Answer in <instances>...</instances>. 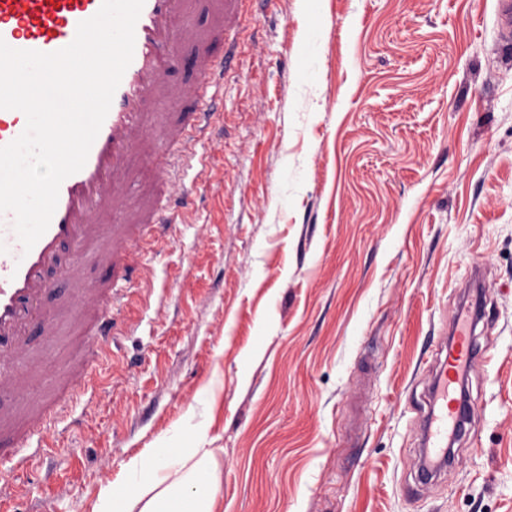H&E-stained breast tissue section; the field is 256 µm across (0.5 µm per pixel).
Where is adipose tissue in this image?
I'll list each match as a JSON object with an SVG mask.
<instances>
[{
  "label": "adipose tissue",
  "mask_w": 512,
  "mask_h": 512,
  "mask_svg": "<svg viewBox=\"0 0 512 512\" xmlns=\"http://www.w3.org/2000/svg\"><path fill=\"white\" fill-rule=\"evenodd\" d=\"M208 430L198 424L130 458L121 480L101 488L96 512H217L219 465L202 445Z\"/></svg>",
  "instance_id": "1"
}]
</instances>
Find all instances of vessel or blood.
Returning <instances> with one entry per match:
<instances>
[{
  "instance_id": "1",
  "label": "vessel or blood",
  "mask_w": 512,
  "mask_h": 512,
  "mask_svg": "<svg viewBox=\"0 0 512 512\" xmlns=\"http://www.w3.org/2000/svg\"><path fill=\"white\" fill-rule=\"evenodd\" d=\"M244 0H215L205 26L184 34L178 26L186 0H145L135 26L133 59L114 94L110 110L93 142L84 167L60 185L58 202L46 232L31 251H24L13 227L12 214H0V383L17 384L19 358L28 355L26 338L34 323L51 330L53 313L38 301L52 288L48 274L58 270L73 283L68 314L83 317L85 346L108 350L114 312H128L126 290L133 287L148 253L165 237L171 224L191 202L175 182V171L207 172L204 157L195 148L204 142L220 112L217 95L224 71L234 62L242 25ZM102 0H0V40L18 50L51 53L72 43L80 22L92 18ZM190 37L195 49L196 80L186 86L171 82L177 64L175 47ZM189 104L187 117L164 124L160 138L145 157L156 182V192L140 209L136 223L106 227L105 220L125 202L129 162L143 141L151 120L149 103L156 96ZM26 127L18 110H0V146L17 138ZM111 238L107 255L111 277L86 285L82 266L87 250ZM452 341L432 388L430 412L424 422V447L431 464H439L448 447L449 432L459 430L463 415L449 394L450 375L473 366L483 354L475 346L466 316L451 320ZM48 426L34 415L24 427H15L0 409V437L32 447Z\"/></svg>"
}]
</instances>
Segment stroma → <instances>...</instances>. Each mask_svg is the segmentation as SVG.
Returning a JSON list of instances; mask_svg holds the SVG:
<instances>
[{
  "label": "stroma",
  "mask_w": 512,
  "mask_h": 512,
  "mask_svg": "<svg viewBox=\"0 0 512 512\" xmlns=\"http://www.w3.org/2000/svg\"><path fill=\"white\" fill-rule=\"evenodd\" d=\"M321 88L298 109L303 31ZM195 206L149 254L140 322L26 450L0 512H95L102 485L207 422L218 512H512V49L496 0H253ZM306 172L281 203L290 168ZM489 291L466 375L481 413L418 478L427 385L471 275ZM42 383L81 363L73 330ZM208 410L197 398L214 379Z\"/></svg>",
  "instance_id": "35a3bbf8"
}]
</instances>
